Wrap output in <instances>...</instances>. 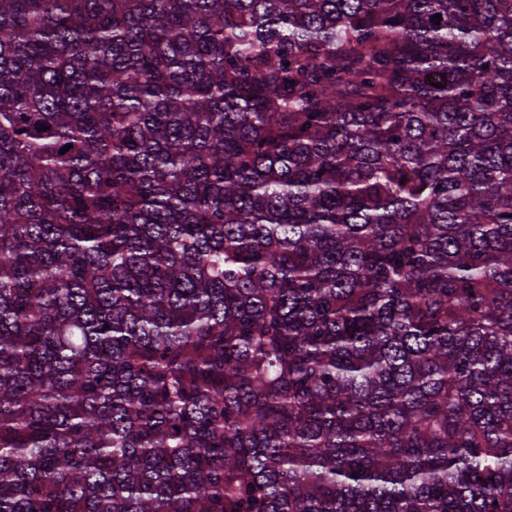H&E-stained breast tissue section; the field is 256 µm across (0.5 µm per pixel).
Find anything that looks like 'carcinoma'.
<instances>
[{
    "instance_id": "obj_1",
    "label": "carcinoma",
    "mask_w": 512,
    "mask_h": 512,
    "mask_svg": "<svg viewBox=\"0 0 512 512\" xmlns=\"http://www.w3.org/2000/svg\"><path fill=\"white\" fill-rule=\"evenodd\" d=\"M0 512H512V0H0Z\"/></svg>"
}]
</instances>
